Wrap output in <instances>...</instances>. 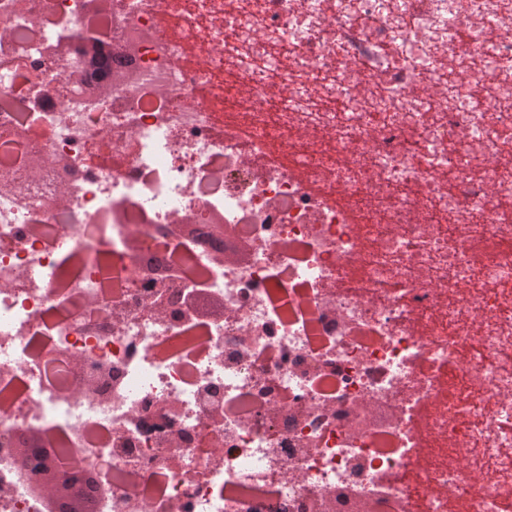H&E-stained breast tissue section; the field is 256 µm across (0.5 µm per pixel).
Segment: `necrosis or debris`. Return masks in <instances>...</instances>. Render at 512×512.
Wrapping results in <instances>:
<instances>
[{
    "instance_id": "obj_1",
    "label": "necrosis or debris",
    "mask_w": 512,
    "mask_h": 512,
    "mask_svg": "<svg viewBox=\"0 0 512 512\" xmlns=\"http://www.w3.org/2000/svg\"><path fill=\"white\" fill-rule=\"evenodd\" d=\"M19 56L0 512H512V0H0Z\"/></svg>"
}]
</instances>
